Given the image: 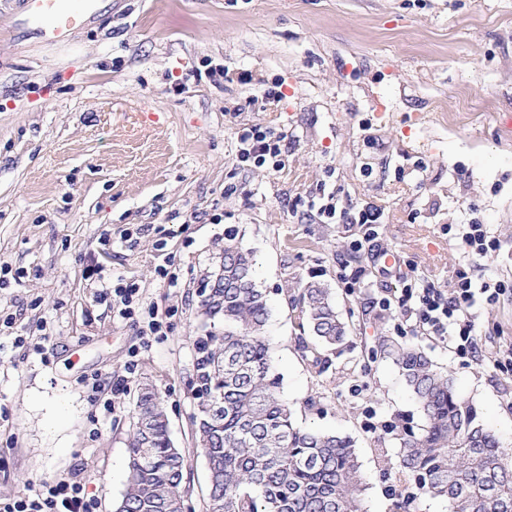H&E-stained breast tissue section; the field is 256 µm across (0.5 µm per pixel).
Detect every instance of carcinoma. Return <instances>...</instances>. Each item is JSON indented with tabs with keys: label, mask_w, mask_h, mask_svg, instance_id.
<instances>
[{
	"label": "carcinoma",
	"mask_w": 512,
	"mask_h": 512,
	"mask_svg": "<svg viewBox=\"0 0 512 512\" xmlns=\"http://www.w3.org/2000/svg\"><path fill=\"white\" fill-rule=\"evenodd\" d=\"M224 283L201 297L206 335L198 340L194 396L201 412L221 407L215 425L195 423L210 472L208 512H364L363 477L348 436L298 425L270 356V316L250 253L235 236L224 243ZM299 326L324 347L349 328L329 289L305 284L294 299ZM393 359L418 401L425 425L402 429L398 473L448 500L449 512H512V448L482 422L477 405L458 395L418 348L379 336L371 354ZM172 443L160 394L139 384L129 436V476L115 512H173L184 498L186 459Z\"/></svg>",
	"instance_id": "cac0c4a2"
}]
</instances>
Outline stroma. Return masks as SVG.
I'll list each match as a JSON object with an SVG mask.
<instances>
[{
	"mask_svg": "<svg viewBox=\"0 0 512 512\" xmlns=\"http://www.w3.org/2000/svg\"><path fill=\"white\" fill-rule=\"evenodd\" d=\"M102 8L54 45L19 29L14 0H0V266L15 273L0 286V319L14 320L0 334V500L79 468L100 512H114L135 389L148 377L187 455L186 502L207 512L192 395L199 291L231 232L268 299L272 361L297 422L353 438L367 512H448L398 474L391 428L424 418L393 360L368 354L394 333L373 300L414 275L448 287L461 269L512 284V0ZM271 89L282 101L247 105ZM253 125L284 134L283 169L239 165L237 133ZM322 193L382 208L370 251L350 248L361 225L302 207ZM474 219L500 244L491 257L468 255L458 227ZM360 266L365 279L348 290L342 277ZM117 278L168 313L166 335H141L99 300L101 281ZM308 282L330 288L352 328L325 365L297 347L291 301ZM474 315L476 358L428 336L402 342L450 373L512 444V376L494 366L512 348V295ZM96 378L126 384L111 413L92 396Z\"/></svg>",
	"mask_w": 512,
	"mask_h": 512,
	"instance_id": "1",
	"label": "stroma"
}]
</instances>
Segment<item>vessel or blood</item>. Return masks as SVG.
Instances as JSON below:
<instances>
[{
    "label": "vessel or blood",
    "mask_w": 512,
    "mask_h": 512,
    "mask_svg": "<svg viewBox=\"0 0 512 512\" xmlns=\"http://www.w3.org/2000/svg\"><path fill=\"white\" fill-rule=\"evenodd\" d=\"M24 20L36 26L49 43L66 41L74 30L88 25L97 15V0H16Z\"/></svg>",
    "instance_id": "1"
}]
</instances>
